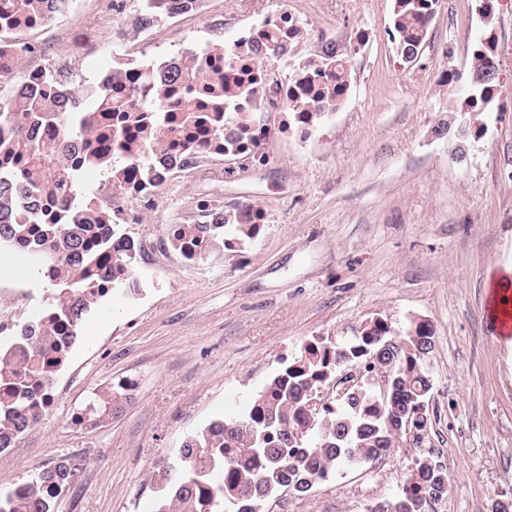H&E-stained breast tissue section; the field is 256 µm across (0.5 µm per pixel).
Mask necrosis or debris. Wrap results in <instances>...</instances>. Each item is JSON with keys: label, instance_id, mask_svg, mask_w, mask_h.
Segmentation results:
<instances>
[{"label": "necrosis or debris", "instance_id": "obj_1", "mask_svg": "<svg viewBox=\"0 0 512 512\" xmlns=\"http://www.w3.org/2000/svg\"><path fill=\"white\" fill-rule=\"evenodd\" d=\"M54 15V0L21 18L13 17L10 0H0L1 76L13 74L20 62L19 48L29 44ZM245 15L248 23L233 53L209 48L198 39L190 56L174 52L148 66L129 59L102 68L99 77L109 83L113 102L137 111L159 87L166 113L163 141L149 153L135 124L120 125L109 113H96L94 150L108 157L123 149L129 156L120 174L101 179L89 200L109 223H135V214L122 203L126 197L138 200L142 209H152L160 186L189 157L208 160L232 154L264 164L273 141L308 144L319 121L348 105L352 60L371 44L367 29L357 27L343 34L320 31L303 13L281 7L277 0H268L259 11L246 10ZM308 43L317 45L318 55L296 59L295 51ZM216 79L236 90L224 102L223 120L181 129L183 104L201 102L206 87ZM144 152L149 159L143 163L139 157Z\"/></svg>", "mask_w": 512, "mask_h": 512}]
</instances>
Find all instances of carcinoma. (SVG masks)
Segmentation results:
<instances>
[{
  "mask_svg": "<svg viewBox=\"0 0 512 512\" xmlns=\"http://www.w3.org/2000/svg\"><path fill=\"white\" fill-rule=\"evenodd\" d=\"M428 0H397V27L404 43L415 39L414 24ZM491 83L475 85L469 96L473 112L483 111ZM160 97L148 102L145 112L130 120L158 140L155 113ZM31 121L51 122L61 128L82 150L81 167L64 165L55 145L32 141L26 134ZM14 128L0 140V155L25 167L30 193L18 195L14 179L0 173V245H26V252L42 268L55 275V303L40 327V340L32 341V328L25 325L13 347L0 355V453L13 439L39 423L48 410L45 389L49 368L63 364L67 354L53 341V326L60 320L79 329L102 282L137 290L129 283L136 252L126 239L112 232L98 216L85 213L77 220L64 218L45 222L38 213L37 196L45 186H57L63 208L80 205L78 177L87 167L117 169L122 158L107 159L86 151L92 122L83 109L60 108L44 92H26L0 102V124ZM430 324L411 320L394 327L382 318L371 319L346 343L330 338L308 343L284 364L259 391L238 420L212 422L183 444L184 468L166 467L154 512H261L277 493L286 489L300 494V486L323 480L341 467H349L395 447L396 431L410 422L417 431L428 422L417 417V403L427 400L432 388L424 365L425 351L434 347ZM391 344V354L374 360L360 387L349 392L336 409L309 416L307 403L325 382L345 368H354L378 350ZM395 367L389 378V397L382 400L372 380ZM127 386L110 387L81 412L80 421L97 423L122 409ZM76 467L68 457L35 471L22 485L0 493V512H54L56 501L70 485ZM448 471L425 455L417 458L401 492L377 504L371 512H428L430 501L448 495Z\"/></svg>",
  "mask_w": 512,
  "mask_h": 512,
  "instance_id": "obj_1",
  "label": "carcinoma"
}]
</instances>
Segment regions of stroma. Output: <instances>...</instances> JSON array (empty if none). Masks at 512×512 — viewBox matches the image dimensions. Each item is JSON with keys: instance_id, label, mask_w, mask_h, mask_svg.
Masks as SVG:
<instances>
[{"instance_id": "35a3bbf8", "label": "stroma", "mask_w": 512, "mask_h": 512, "mask_svg": "<svg viewBox=\"0 0 512 512\" xmlns=\"http://www.w3.org/2000/svg\"><path fill=\"white\" fill-rule=\"evenodd\" d=\"M281 2L319 27L371 31L348 108L306 147L276 143L265 166L225 158L175 177L144 223L126 225L149 241L134 270L140 288L113 289L93 306L56 375L53 406L0 453V491L66 456L77 472L56 512H153L159 476L187 437L238 417L284 359L319 336L349 340L373 318H418L435 336L427 437L393 448L373 471L344 467L304 495L281 492L270 512H369L399 491L417 457L451 448L461 454L450 489L430 512H494L512 498V331L486 314L492 291L512 281V17L500 22L498 91L472 113L461 107L468 83L440 74L468 72L485 32L482 0H446L433 38L447 55L428 48L412 66L393 43L395 0ZM241 7L212 0L209 17L189 25L231 42L245 24ZM91 13L109 18L97 33L103 55L74 58L54 21L28 65L93 83L129 20L112 0H69L71 22ZM202 199L252 202L268 222L257 238L185 264L169 227L197 221ZM14 286L32 293L15 326L54 302L32 264L17 267L2 249L0 288ZM121 381L135 392L119 413L73 423Z\"/></svg>"}]
</instances>
